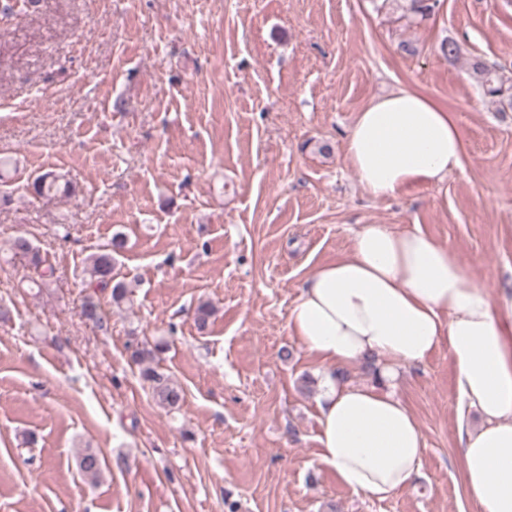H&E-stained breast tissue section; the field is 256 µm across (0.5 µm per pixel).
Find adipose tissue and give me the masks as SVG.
<instances>
[{"instance_id":"adipose-tissue-1","label":"adipose tissue","mask_w":512,"mask_h":512,"mask_svg":"<svg viewBox=\"0 0 512 512\" xmlns=\"http://www.w3.org/2000/svg\"><path fill=\"white\" fill-rule=\"evenodd\" d=\"M365 191L387 198L461 169L454 113L401 87L371 99L345 139ZM320 367L318 462L345 487L384 500L420 474L422 429L392 390L402 368L447 348L458 397V462L477 512H512V291L474 282L421 228L364 224L349 253L307 278L288 322ZM374 358L371 385L337 374ZM482 419L466 423L468 410Z\"/></svg>"}]
</instances>
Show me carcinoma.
Returning a JSON list of instances; mask_svg holds the SVG:
<instances>
[{
    "instance_id": "carcinoma-1",
    "label": "carcinoma",
    "mask_w": 512,
    "mask_h": 512,
    "mask_svg": "<svg viewBox=\"0 0 512 512\" xmlns=\"http://www.w3.org/2000/svg\"><path fill=\"white\" fill-rule=\"evenodd\" d=\"M437 0H407L406 11L415 20L428 19L434 12ZM472 74L483 88L485 94L501 107H512V75L502 68L489 66L481 60L471 64ZM33 192L42 198L54 199L67 197L74 193L69 182L63 181V176L47 171L39 175L32 183ZM126 246L125 236L121 233L113 235L112 240L90 254L84 267L85 287L89 292L81 305V315L99 328L106 327L105 318L97 292L111 289V302L117 306L129 301V288L123 281L116 280L114 269L116 256L120 255ZM55 276L51 265L36 267V277L31 279L32 287L39 290L47 287ZM162 350V344L156 343L150 347L146 344H136L131 350V359L142 366L141 376L149 382L153 398L164 408L174 410L179 408L183 400L182 390L171 384L168 378L159 372L152 362L156 353ZM78 467L84 477L96 481L102 470L99 456L87 449L78 458Z\"/></svg>"
}]
</instances>
